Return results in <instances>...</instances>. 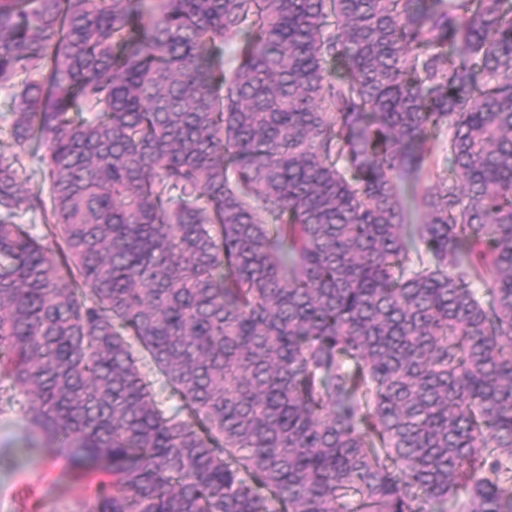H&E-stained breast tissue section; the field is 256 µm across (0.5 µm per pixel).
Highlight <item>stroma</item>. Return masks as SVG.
<instances>
[{"label":"stroma","instance_id":"stroma-1","mask_svg":"<svg viewBox=\"0 0 512 512\" xmlns=\"http://www.w3.org/2000/svg\"><path fill=\"white\" fill-rule=\"evenodd\" d=\"M28 436L22 421L0 417V512H85L98 475L78 473L62 449L28 446Z\"/></svg>","mask_w":512,"mask_h":512}]
</instances>
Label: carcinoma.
Listing matches in <instances>:
<instances>
[{"label":"carcinoma","instance_id":"obj_1","mask_svg":"<svg viewBox=\"0 0 512 512\" xmlns=\"http://www.w3.org/2000/svg\"><path fill=\"white\" fill-rule=\"evenodd\" d=\"M0 89V415L86 512H512V0H0ZM11 112V103L7 94L3 91H0V128L3 130L2 134H0V152L4 151L6 154L17 150V148L13 144V139L9 134V126H10V115Z\"/></svg>","mask_w":512,"mask_h":512}]
</instances>
